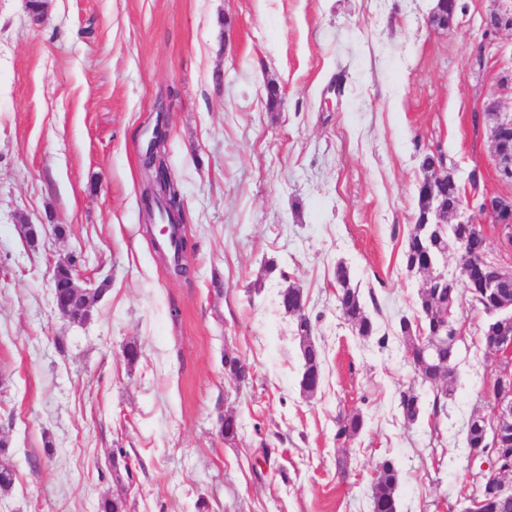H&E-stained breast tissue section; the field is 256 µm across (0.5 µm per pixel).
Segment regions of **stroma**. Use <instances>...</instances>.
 Here are the masks:
<instances>
[{"instance_id":"1","label":"stroma","mask_w":512,"mask_h":512,"mask_svg":"<svg viewBox=\"0 0 512 512\" xmlns=\"http://www.w3.org/2000/svg\"><path fill=\"white\" fill-rule=\"evenodd\" d=\"M462 2L444 31L429 23L436 0H43L38 24L27 0H0V434L16 473L0 512H98L119 487L127 512H371L385 457L398 512H460L467 423L491 411L488 317L461 299L453 391L437 412L420 387L414 424L396 328L425 282L403 263L424 154L445 155L467 217L483 194L512 193L472 122L489 100L512 113V32L484 26L512 0ZM159 120L184 197L182 275L139 211ZM22 224L45 230L32 242ZM70 258L107 285L82 325L52 298ZM340 263L375 336L336 308ZM291 283L323 353L311 397L278 307ZM228 352L250 364L248 385L225 373ZM353 413L361 432L337 442ZM399 407L406 421L416 422L423 413L420 393L413 386L402 390L399 393Z\"/></svg>"}]
</instances>
